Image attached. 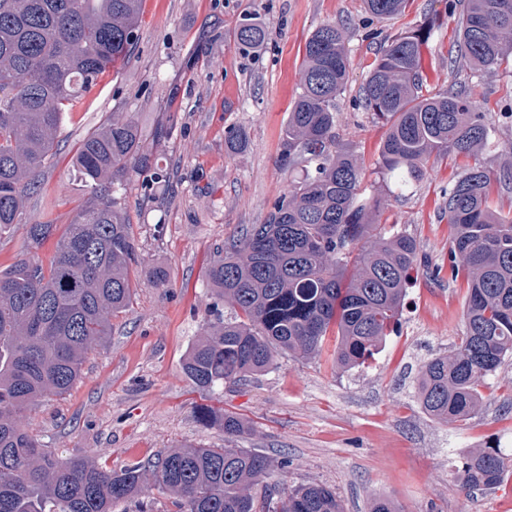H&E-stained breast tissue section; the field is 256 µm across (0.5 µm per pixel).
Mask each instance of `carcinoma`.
Returning <instances> with one entry per match:
<instances>
[{"label":"carcinoma","instance_id":"1","mask_svg":"<svg viewBox=\"0 0 512 512\" xmlns=\"http://www.w3.org/2000/svg\"><path fill=\"white\" fill-rule=\"evenodd\" d=\"M371 17L392 19L406 0H363ZM142 0H0V233L21 223L38 172L52 159L65 114L90 91L106 67L124 59L139 37ZM461 9L450 61L475 72L512 56V0H448ZM435 19L386 40L359 86L358 103L386 127L379 145L382 177L400 192L426 174L431 159L469 157L495 146L490 117L472 88L454 84L435 93L422 68ZM265 23L245 14L236 45L256 50ZM351 79L343 28L325 23L305 43L300 92L283 130L281 163L303 176L277 198L265 223L247 224L224 243L208 282L229 300L236 317L203 327L183 361L186 377L209 393L226 382L265 372L279 354L316 358L334 342L336 365H366L397 328L413 271L439 280L418 240L377 222L385 201L366 197L356 158L336 133V101ZM248 148L231 126L224 149ZM138 125L114 112L84 138L75 166L90 196L65 226L48 264L21 258L0 271V512H112L114 504L156 488L176 512H345L336 491L302 484L253 495L274 462L251 448L176 444L154 461L119 470L93 456L61 459L25 424L42 399L66 394L88 353L112 336V315L129 309L130 224L112 187L153 169ZM499 176L474 165L448 185V268L464 277L467 300L461 342L419 370L424 412L462 422L482 404L480 387L512 356V216L493 209L489 192ZM56 230L49 221L27 225L26 249ZM198 420L224 427L233 439L243 420L207 405ZM512 472L499 449L464 456L457 479L467 491L496 490Z\"/></svg>","mask_w":512,"mask_h":512}]
</instances>
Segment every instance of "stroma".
<instances>
[{"label":"stroma","instance_id":"obj_1","mask_svg":"<svg viewBox=\"0 0 512 512\" xmlns=\"http://www.w3.org/2000/svg\"><path fill=\"white\" fill-rule=\"evenodd\" d=\"M247 13L268 31L264 46L248 54L233 37ZM428 14L442 18L423 56L428 82L438 91L473 80L498 144L478 161L501 169L512 147V115L503 111L512 103V64L477 80L467 66L449 67L456 18L448 0H410L402 16L373 22L362 0H143L137 44L67 113L57 155L41 172L22 223L0 236L4 270L26 253L27 224L45 216L58 225L73 221L89 189L72 156L111 113H130L148 137L157 125L173 122V137L152 146L169 182L148 191L136 176L116 193L134 244L130 311L113 318L107 346L87 356L70 391L28 413L27 426L44 447L63 458L95 456L114 470L176 444L223 447V428L196 419V405L206 404L246 420L248 430L236 445L288 459L273 478L279 488L329 486L346 512H370L377 497L393 501L398 512H512V484L469 492L456 473L472 451L512 454V359L486 380L482 407L466 421L432 419L417 398L420 367L463 336V282L415 273L395 333L363 367L345 370L327 358L281 355L269 371L209 394L182 369L212 307L225 318L235 315L207 285L218 250L242 225L265 223L274 200L300 176L279 163L282 131L300 90L305 42L322 23H339L345 31L353 79L337 101L336 131L370 190L386 201L381 223L417 237L431 262L447 261L448 222L440 208L456 166L448 160L431 165L421 182L398 195L378 171L384 129L355 103L380 43ZM231 124L248 137L244 153L224 151V129ZM159 267L167 272L161 287L153 282Z\"/></svg>","mask_w":512,"mask_h":512}]
</instances>
